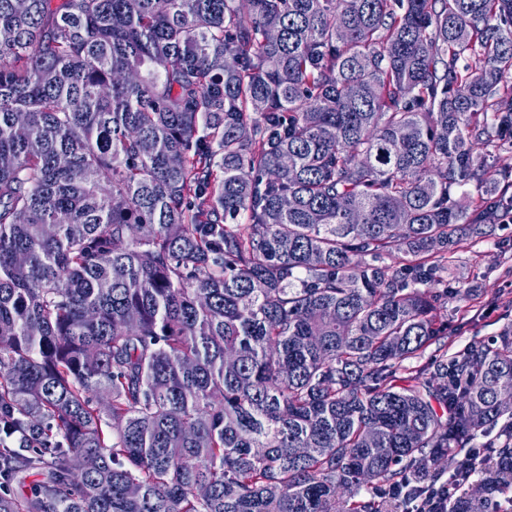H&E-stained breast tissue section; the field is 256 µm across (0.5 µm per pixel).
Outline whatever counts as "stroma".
Segmentation results:
<instances>
[{
  "instance_id": "obj_1",
  "label": "stroma",
  "mask_w": 512,
  "mask_h": 512,
  "mask_svg": "<svg viewBox=\"0 0 512 512\" xmlns=\"http://www.w3.org/2000/svg\"><path fill=\"white\" fill-rule=\"evenodd\" d=\"M442 276L461 289L441 310L446 350L454 355L512 326V223L448 252Z\"/></svg>"
}]
</instances>
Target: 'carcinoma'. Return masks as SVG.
I'll return each instance as SVG.
<instances>
[{"label": "carcinoma", "instance_id": "obj_1", "mask_svg": "<svg viewBox=\"0 0 512 512\" xmlns=\"http://www.w3.org/2000/svg\"><path fill=\"white\" fill-rule=\"evenodd\" d=\"M478 142L512 148V0H0V512L467 482L512 329L399 371L445 338L436 254L512 210ZM502 437L448 512L512 487Z\"/></svg>", "mask_w": 512, "mask_h": 512}]
</instances>
